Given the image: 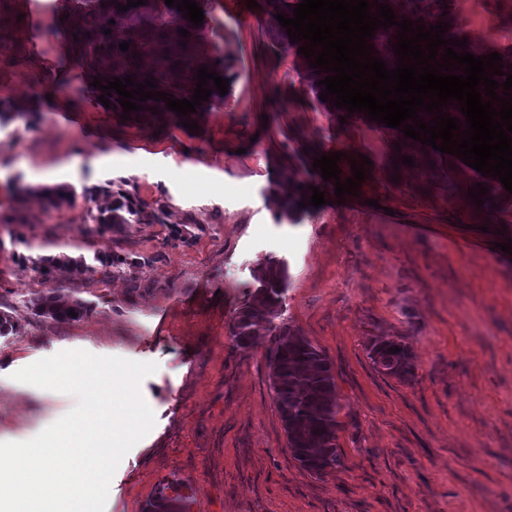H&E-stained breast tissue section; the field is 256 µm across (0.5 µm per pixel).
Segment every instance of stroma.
Wrapping results in <instances>:
<instances>
[{"label":"stroma","instance_id":"1","mask_svg":"<svg viewBox=\"0 0 512 512\" xmlns=\"http://www.w3.org/2000/svg\"><path fill=\"white\" fill-rule=\"evenodd\" d=\"M19 2L0 0V99L19 115L0 126V312L14 321L0 362L82 349L157 363L141 383L155 426L117 468L106 512H143L171 483L187 512H512V255L497 247L512 218L475 205V174L454 160L429 176L398 164L399 133L325 110L268 0H211L198 54L213 58L223 34L233 80L194 131L99 106L64 36L66 0H40L34 40ZM451 13L468 40L512 60V0H454ZM336 152L346 178L351 159L372 162L352 206L312 167ZM18 182L32 189L21 202ZM299 182L326 205L278 220L276 197ZM107 184L164 204L162 221L89 233ZM55 185L74 201L48 212L40 190ZM99 252L129 265L105 273ZM62 253L86 268L44 279L36 260ZM270 259L288 270L285 322L333 366L342 464L321 476L287 447L270 336L246 349L230 336ZM49 289L85 316L32 314L27 299ZM376 336L404 337L410 380L374 367ZM73 406L1 373L0 442L29 440Z\"/></svg>","mask_w":512,"mask_h":512}]
</instances>
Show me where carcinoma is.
Listing matches in <instances>:
<instances>
[{
    "label": "carcinoma",
    "mask_w": 512,
    "mask_h": 512,
    "mask_svg": "<svg viewBox=\"0 0 512 512\" xmlns=\"http://www.w3.org/2000/svg\"><path fill=\"white\" fill-rule=\"evenodd\" d=\"M388 4L395 12V20L403 18L430 26L448 21L445 5L450 0H368ZM75 7L69 18L67 37L72 54L81 62L89 79L99 77L102 85L114 78L124 79L136 74V82L147 76L155 78L156 91L174 95L176 99H191L196 88L198 70L193 50L198 28L165 0H144V4L118 11L116 4L127 0H74ZM115 20L110 24L109 20ZM122 27L126 30L129 50L123 52L119 42L104 33L106 29ZM189 31L187 36L178 30ZM399 27L380 28L370 41L379 57L386 61L387 69L395 68L396 56L392 45ZM178 64L173 69L171 65ZM42 193L47 208L59 209L70 202L72 191L65 185L45 188ZM99 194L108 199V205L97 209L92 216L94 230L104 234L116 224H140L147 218L161 220L163 210L146 213V205L121 195L114 197L111 186L103 187ZM309 200L308 188L294 189L293 193L275 200L280 215L294 220L303 211L300 201ZM86 267L84 257L68 255L46 256L40 259L38 272L50 277L59 272H79ZM287 280L286 268L268 261L257 271L260 283L256 302L239 310L230 327V336L236 346L246 349L256 332L265 329L272 336L270 350V378L275 402L284 430L288 432V448L301 468L310 475L319 476L341 465L337 450L336 429L340 404L332 366L327 356L311 341L280 321L282 294ZM28 305L36 315L59 322L77 321L87 308L84 303L70 300L59 293L39 292L31 296ZM76 315L71 316L69 312ZM400 348L393 353L391 349ZM368 356L384 374L402 381L414 375L413 354L403 337L372 338L367 345ZM170 489L175 495L169 496ZM183 496L175 486L162 487L150 500L144 512H180Z\"/></svg>",
    "instance_id": "obj_1"
}]
</instances>
